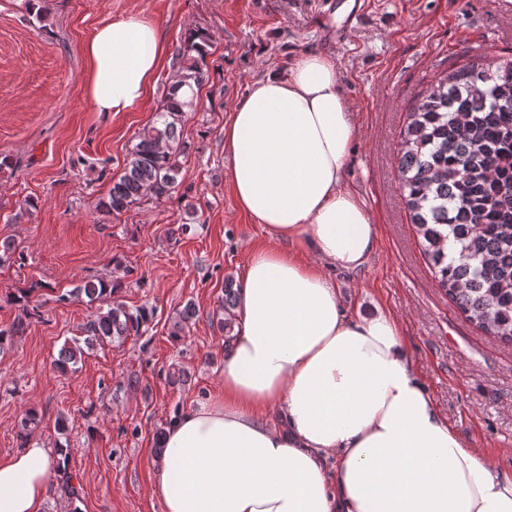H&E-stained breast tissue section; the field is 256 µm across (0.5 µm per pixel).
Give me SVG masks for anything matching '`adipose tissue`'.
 Instances as JSON below:
<instances>
[{"label":"adipose tissue","instance_id":"obj_1","mask_svg":"<svg viewBox=\"0 0 512 512\" xmlns=\"http://www.w3.org/2000/svg\"><path fill=\"white\" fill-rule=\"evenodd\" d=\"M98 112L142 106L165 54L136 14L85 45ZM357 130L328 54L255 81L224 124L237 208L262 225L242 274L220 396L172 418L164 512H512V478L437 409L397 320L350 317L330 272L376 247L344 185ZM58 454L37 437L0 459V512H44Z\"/></svg>","mask_w":512,"mask_h":512}]
</instances>
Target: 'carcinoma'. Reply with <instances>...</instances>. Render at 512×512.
Here are the masks:
<instances>
[{"instance_id": "carcinoma-1", "label": "carcinoma", "mask_w": 512, "mask_h": 512, "mask_svg": "<svg viewBox=\"0 0 512 512\" xmlns=\"http://www.w3.org/2000/svg\"><path fill=\"white\" fill-rule=\"evenodd\" d=\"M210 48L202 28L184 36L156 125L132 147L100 204L104 214H120L147 195L166 197L178 185V156L187 149L181 122L197 111ZM398 172L437 286L484 333L512 344V60L477 57L436 78L409 109ZM74 292L108 304L81 327L88 348L137 336L155 316L152 307L132 311L112 301L116 285L109 281ZM82 354L79 346L65 347L57 369L66 371Z\"/></svg>"}]
</instances>
